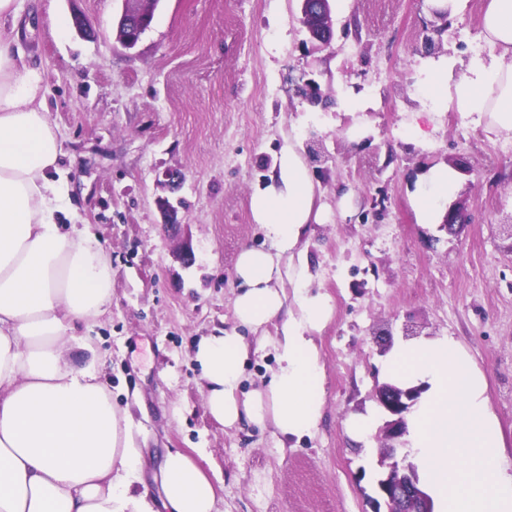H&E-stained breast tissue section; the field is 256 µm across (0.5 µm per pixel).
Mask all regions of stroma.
Masks as SVG:
<instances>
[{"label": "stroma", "instance_id": "35a3bbf8", "mask_svg": "<svg viewBox=\"0 0 512 512\" xmlns=\"http://www.w3.org/2000/svg\"><path fill=\"white\" fill-rule=\"evenodd\" d=\"M485 2L454 0L441 19L432 0H329L334 39L322 49L299 22L300 0H159L131 49L116 38L122 0H18L16 17L0 20L42 72L67 172L59 220L89 225L112 256V304L87 339L113 399L132 406L151 498L161 497L163 455L180 450L217 486L218 512H369L382 434L359 442L345 424L377 407L382 336L401 340L407 327L453 337L470 354L512 467V239L499 230L512 222V141L453 111L420 114L419 75L432 58L487 53ZM76 13L94 37L58 33L55 18ZM309 79L327 107L296 95ZM352 100L365 109L347 110ZM416 122L428 146L412 138ZM313 137L322 158L308 153ZM290 148L320 210L299 258L333 315L315 335L324 416L283 448L272 429L209 416L191 350L211 328L237 327L236 261L265 240L250 201ZM460 158L470 169L454 200L470 220L451 236L418 223L414 192L422 172ZM167 171L182 174L178 190L162 183ZM164 199L177 205V228L165 225ZM279 328L247 332L245 389L275 369L277 351L261 337Z\"/></svg>", "mask_w": 512, "mask_h": 512}]
</instances>
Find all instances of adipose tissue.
<instances>
[{"label": "adipose tissue", "mask_w": 512, "mask_h": 512, "mask_svg": "<svg viewBox=\"0 0 512 512\" xmlns=\"http://www.w3.org/2000/svg\"><path fill=\"white\" fill-rule=\"evenodd\" d=\"M487 55H475L460 79L454 61L426 70L432 110L512 139V0H487L481 20ZM15 38L0 31V512H155L139 487L140 455L128 408L119 407L80 326H92L112 301V262L87 227L61 224L62 142L45 107L39 68L19 63ZM459 174L427 170L416 198L420 223ZM314 186L303 160L284 155L251 212L268 247H246L235 274L238 330L196 339L209 415L224 427L241 421L273 426L279 441L301 438L323 417L320 353L313 339L332 306L310 293L305 266L284 273L311 224ZM295 284L287 297L284 280ZM280 321L277 366L243 391L249 345L241 328ZM389 383L422 393L406 416V440L434 512H512V471L502 468L505 441L487 396V380L450 336L402 341L385 362ZM164 512H218L217 489L188 454L167 451L160 464Z\"/></svg>", "instance_id": "obj_1"}]
</instances>
